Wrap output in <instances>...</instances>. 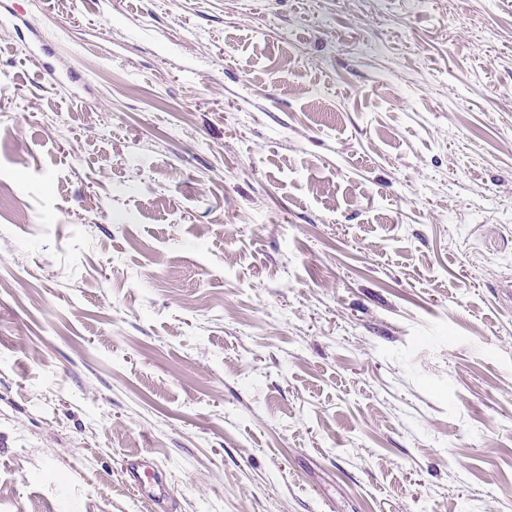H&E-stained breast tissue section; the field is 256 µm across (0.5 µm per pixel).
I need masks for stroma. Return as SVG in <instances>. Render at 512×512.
<instances>
[{
    "instance_id": "1",
    "label": "stroma",
    "mask_w": 512,
    "mask_h": 512,
    "mask_svg": "<svg viewBox=\"0 0 512 512\" xmlns=\"http://www.w3.org/2000/svg\"><path fill=\"white\" fill-rule=\"evenodd\" d=\"M0 17V512H512V0ZM133 485L139 490L148 491L147 499L151 503H162L167 499L165 486L160 477V469L149 460H137L131 467Z\"/></svg>"
}]
</instances>
